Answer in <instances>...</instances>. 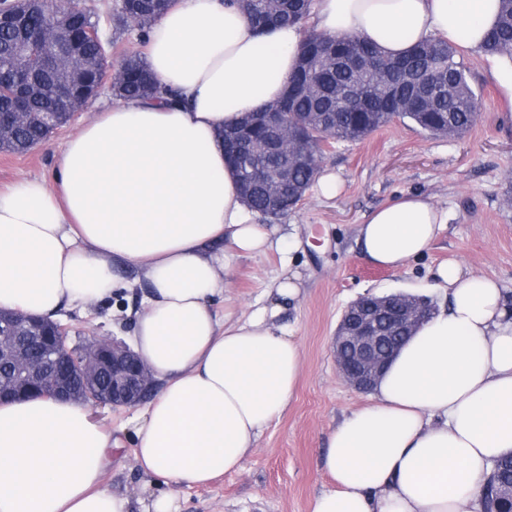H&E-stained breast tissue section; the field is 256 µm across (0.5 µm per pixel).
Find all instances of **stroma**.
Here are the masks:
<instances>
[{
    "label": "stroma",
    "instance_id": "obj_1",
    "mask_svg": "<svg viewBox=\"0 0 512 512\" xmlns=\"http://www.w3.org/2000/svg\"><path fill=\"white\" fill-rule=\"evenodd\" d=\"M115 3L81 0L94 11L102 36L113 40L112 58L117 61L123 54L143 51L145 45L136 27L117 26ZM456 59L482 96L478 119L468 133L433 137L395 121L362 141L335 143L320 170L338 177L336 196L309 191L297 209L269 220L272 248L262 255L235 258L225 270L224 295L214 303L219 312L229 304L237 315H249L266 304L272 281L285 275L298 274L302 288L276 321L300 346L296 397L262 432L241 470L206 486L147 479L132 456L136 407L92 409L91 420L120 441L105 484L129 498L131 512H140L142 501L162 495L175 496L179 512H311L313 499L334 486L322 464L331 429L372 402L371 394L356 392L339 377L332 355V338L347 305L367 294H429L427 271L445 259L498 279L512 291V206L505 203L512 190V102L491 76L484 55L461 50ZM110 98V93H102L70 126L28 153L0 152V187L27 178L53 182L66 141ZM411 192L429 195L447 210L446 228L425 256L401 268L369 263L356 241L357 224ZM119 274L130 288L117 301L67 305L58 311L57 320L70 326L69 345L95 337L131 340L140 273L129 264Z\"/></svg>",
    "mask_w": 512,
    "mask_h": 512
}]
</instances>
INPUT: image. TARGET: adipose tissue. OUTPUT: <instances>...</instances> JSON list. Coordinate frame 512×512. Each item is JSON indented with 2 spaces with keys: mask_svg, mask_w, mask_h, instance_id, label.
I'll return each instance as SVG.
<instances>
[{
  "mask_svg": "<svg viewBox=\"0 0 512 512\" xmlns=\"http://www.w3.org/2000/svg\"><path fill=\"white\" fill-rule=\"evenodd\" d=\"M498 12L499 0H313L310 28L390 57L431 38L477 51ZM302 39L296 26L256 34L224 0H175L144 56L180 103L113 104L66 143L54 185L0 190V308L51 315L112 297L116 267L139 268L134 348L159 383L134 432L146 476L196 486L241 469L295 397L300 348L273 321L299 295L296 277L274 281L278 303L244 320L211 305L230 262L271 237L238 194L220 133L282 95ZM447 222L429 196L405 194L371 212L357 242L373 265L398 268ZM429 276L448 306L401 348L375 403L331 432L336 487L311 512H478L493 460L512 453V301L455 260ZM114 447L85 404L0 405V512H129L102 484Z\"/></svg>",
  "mask_w": 512,
  "mask_h": 512,
  "instance_id": "adipose-tissue-1",
  "label": "adipose tissue"
}]
</instances>
